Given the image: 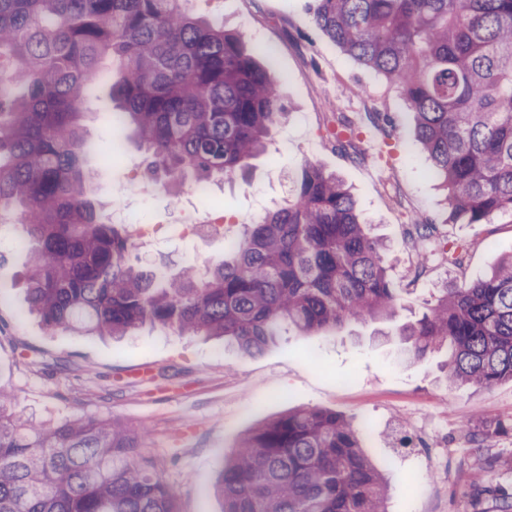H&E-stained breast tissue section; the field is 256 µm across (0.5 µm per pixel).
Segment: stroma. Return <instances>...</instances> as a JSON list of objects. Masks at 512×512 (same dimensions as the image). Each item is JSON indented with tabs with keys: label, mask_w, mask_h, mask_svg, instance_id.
Returning <instances> with one entry per match:
<instances>
[{
	"label": "stroma",
	"mask_w": 512,
	"mask_h": 512,
	"mask_svg": "<svg viewBox=\"0 0 512 512\" xmlns=\"http://www.w3.org/2000/svg\"><path fill=\"white\" fill-rule=\"evenodd\" d=\"M196 15L240 32L249 50L281 81L285 120L246 181L215 179L211 207L230 215L220 236L179 235L174 220L187 192L124 187L143 154L115 117L110 86L96 92L83 124V166L104 216L127 208L147 218L142 257L178 272L216 264L243 224L283 204L306 163L353 187L373 237L387 241V270L404 292L395 323H347L329 333L279 336L248 357L223 340L144 327L119 340L50 332L28 311L23 278L28 245L0 230V390L16 412L57 421L111 417L147 429L144 452L177 494L179 512H222L213 487L241 438L295 408H322L364 429V451L389 481L388 512H499L512 494V381L489 389H448L447 351L403 364L396 323L418 317L436 288L487 273L512 253V217L452 224L411 120L394 88L345 55L315 26L311 0H193ZM385 159L374 173L370 136ZM437 224L469 251L464 270L434 263L416 276L410 218ZM467 421L482 441L467 443Z\"/></svg>",
	"instance_id": "obj_1"
}]
</instances>
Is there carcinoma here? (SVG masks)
Wrapping results in <instances>:
<instances>
[{"label": "carcinoma", "mask_w": 512, "mask_h": 512, "mask_svg": "<svg viewBox=\"0 0 512 512\" xmlns=\"http://www.w3.org/2000/svg\"><path fill=\"white\" fill-rule=\"evenodd\" d=\"M188 2L0 0V211L33 242L29 311L50 331L122 337L148 324L223 337L246 356L284 325L310 334L392 319L402 296L387 245L366 232L351 188L314 164L203 269H145L132 235L97 212L80 120L112 73L118 120L134 126L148 171L174 182L234 179L285 115L278 79ZM313 18L400 94L451 220L512 216V0H315ZM410 228L418 275L438 259L464 268L466 249L435 225ZM398 336L415 360L448 347L452 387L512 380V255L437 289ZM146 437L114 418L41 421L0 392V512H178ZM215 493L224 512H385L387 482L360 430L301 408L245 435Z\"/></svg>", "instance_id": "carcinoma-1"}]
</instances>
